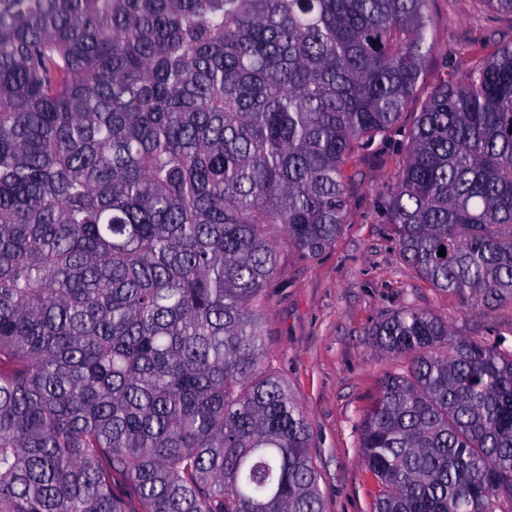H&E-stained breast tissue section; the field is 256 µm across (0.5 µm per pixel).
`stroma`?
Listing matches in <instances>:
<instances>
[{
  "label": "stroma",
  "mask_w": 512,
  "mask_h": 512,
  "mask_svg": "<svg viewBox=\"0 0 512 512\" xmlns=\"http://www.w3.org/2000/svg\"><path fill=\"white\" fill-rule=\"evenodd\" d=\"M429 13L436 43L424 88L441 73L462 75L475 49L490 52L512 41V19L480 0H430ZM413 122L404 114L387 139L354 162L348 224L318 258L283 252V267L260 302L265 365L288 382L310 418L325 512H373L378 486L359 457L358 424L382 378L407 362L376 346V322L418 307L454 334L512 346V303L481 310L431 288L388 234L387 187Z\"/></svg>",
  "instance_id": "35a3bbf8"
}]
</instances>
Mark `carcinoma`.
<instances>
[{
    "label": "carcinoma",
    "instance_id": "carcinoma-1",
    "mask_svg": "<svg viewBox=\"0 0 512 512\" xmlns=\"http://www.w3.org/2000/svg\"><path fill=\"white\" fill-rule=\"evenodd\" d=\"M428 2L0 0V512H324L258 307L415 101L393 239L512 302V43L420 98ZM371 335L412 355L359 422L375 512L512 502V350L414 307Z\"/></svg>",
    "mask_w": 512,
    "mask_h": 512
}]
</instances>
